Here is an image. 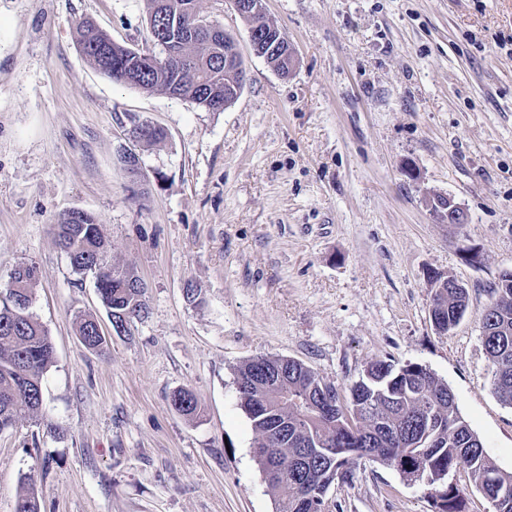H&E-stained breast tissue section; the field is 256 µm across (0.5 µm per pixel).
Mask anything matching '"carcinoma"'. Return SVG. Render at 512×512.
Instances as JSON below:
<instances>
[{
    "label": "carcinoma",
    "instance_id": "1",
    "mask_svg": "<svg viewBox=\"0 0 512 512\" xmlns=\"http://www.w3.org/2000/svg\"><path fill=\"white\" fill-rule=\"evenodd\" d=\"M153 39L181 43L180 55L157 59L120 46L93 22L76 23L82 54L108 80L144 90H160L208 109V100L224 96V34L191 33L180 21L200 14L199 0H148ZM52 232L74 270L96 277L97 291L109 318L132 324L147 313L145 283L132 269L109 260L110 246L94 215L80 220L65 214ZM36 268L22 264L0 288V432L21 420L43 419L44 374L54 363L47 330L31 312ZM493 300L482 316L483 344L492 367V389L512 406V278L503 272L492 288ZM431 307L453 329L468 308L466 289L452 280L432 289ZM77 333L83 344L102 351L108 346L97 320L82 315ZM238 395L256 435V460L268 475L276 512H321L323 501L297 506L307 482L304 462L336 467L350 483L359 460L369 459L400 472L406 479L428 476L436 512H466V489L446 482L444 474L464 472L471 486L489 501L493 512H512V472L500 470L460 416L448 384L414 363L396 366L372 360L346 395L302 363L284 365L278 357H257L237 370ZM176 411L198 416L200 402L189 389L172 396ZM288 433L275 436L280 424ZM15 512H41L31 487L16 498Z\"/></svg>",
    "mask_w": 512,
    "mask_h": 512
}]
</instances>
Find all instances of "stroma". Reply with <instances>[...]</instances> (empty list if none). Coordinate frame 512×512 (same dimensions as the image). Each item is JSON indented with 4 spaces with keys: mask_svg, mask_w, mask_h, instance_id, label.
Segmentation results:
<instances>
[{
    "mask_svg": "<svg viewBox=\"0 0 512 512\" xmlns=\"http://www.w3.org/2000/svg\"><path fill=\"white\" fill-rule=\"evenodd\" d=\"M265 7L296 50L285 78L230 0H201L247 72L209 112L113 83L80 52L83 17L155 52L147 0H0V277L37 270L31 311L55 350L45 417L59 428L0 433V512L28 485L41 512H275L236 389L258 356L299 360L343 393L373 359L421 364L512 472V407L492 392L481 329L512 268V0ZM139 122L164 140L132 141ZM435 194L467 224L436 221ZM74 209L147 285L131 334L113 335L94 276L55 242L51 224ZM432 270L468 292L445 335L429 315ZM82 315L110 334L105 352L81 342ZM181 388L197 419L172 407ZM328 496L333 512H434L424 485L367 459ZM177 403H179V406H177ZM172 404L180 415L188 419H193L199 414V399L196 394L189 389L176 391L172 396Z\"/></svg>",
    "mask_w": 512,
    "mask_h": 512,
    "instance_id": "1",
    "label": "stroma"
}]
</instances>
